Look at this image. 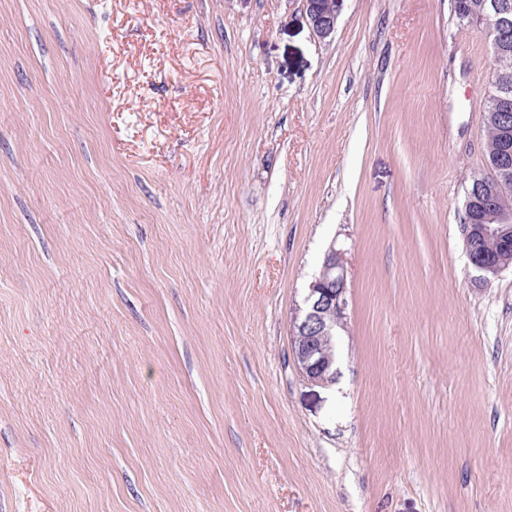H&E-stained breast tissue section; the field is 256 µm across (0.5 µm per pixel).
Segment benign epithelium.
I'll return each instance as SVG.
<instances>
[{"label": "benign epithelium", "mask_w": 512, "mask_h": 512, "mask_svg": "<svg viewBox=\"0 0 512 512\" xmlns=\"http://www.w3.org/2000/svg\"><path fill=\"white\" fill-rule=\"evenodd\" d=\"M310 26L321 39L331 37L336 30L337 0H304ZM493 15L498 26L495 37L512 30V5L507 0H492ZM497 172L492 183L469 201L477 223L463 225V235L469 241L491 242L492 252H468L470 264L476 270L475 282L485 283L512 268V208L504 204L508 181L512 174V125L504 123L503 138L497 156ZM347 270L343 253L330 248L325 254L319 273L310 284L304 307L295 317L291 330L294 360L304 379L324 384V375L333 365L324 341L341 327L348 308Z\"/></svg>", "instance_id": "1"}]
</instances>
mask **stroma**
Wrapping results in <instances>:
<instances>
[{"mask_svg": "<svg viewBox=\"0 0 512 512\" xmlns=\"http://www.w3.org/2000/svg\"><path fill=\"white\" fill-rule=\"evenodd\" d=\"M492 68L454 0H0V512H512ZM303 2L310 26L315 35L321 39L331 37L336 30L338 18L337 0H304ZM347 288L343 253L331 247L310 284L304 307L293 321L290 336L294 360L302 377L311 383H327L324 375L333 365L330 354L335 357L336 332L346 318ZM332 335L333 338L327 339Z\"/></svg>", "mask_w": 512, "mask_h": 512, "instance_id": "1", "label": "stroma"}]
</instances>
